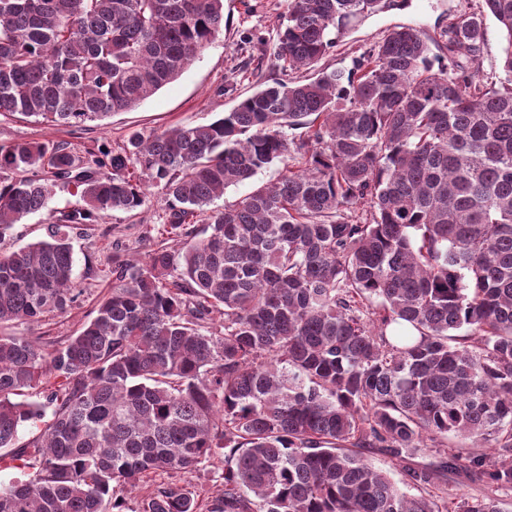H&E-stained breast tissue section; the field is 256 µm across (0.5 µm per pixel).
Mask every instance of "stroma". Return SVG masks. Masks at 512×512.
<instances>
[{
    "instance_id": "obj_1",
    "label": "stroma",
    "mask_w": 512,
    "mask_h": 512,
    "mask_svg": "<svg viewBox=\"0 0 512 512\" xmlns=\"http://www.w3.org/2000/svg\"><path fill=\"white\" fill-rule=\"evenodd\" d=\"M286 5V0H224L223 33L177 79L136 108L113 115L101 126L94 122L78 127L49 126L19 114L10 116L0 120V143L48 139L70 143L82 152L102 144L121 145L135 133L146 135L173 126L212 122L258 83L282 78L275 58L276 32ZM476 5L477 0H405L403 5L350 20L320 65L331 70L351 67L355 56L397 24H414L427 35H435L437 25L447 24L449 16ZM79 203L74 186L59 185L49 211H67ZM49 211L31 214L14 225L0 240V249L8 251L42 239ZM164 211L165 200L153 189L135 212L116 211L103 223L77 231L72 244L78 295L68 313L46 323L5 325L0 332L32 338H62L77 332L112 286L113 252L144 257L153 247L144 234L161 224Z\"/></svg>"
}]
</instances>
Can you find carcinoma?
Segmentation results:
<instances>
[{
    "label": "carcinoma",
    "instance_id": "cac0c4a2",
    "mask_svg": "<svg viewBox=\"0 0 512 512\" xmlns=\"http://www.w3.org/2000/svg\"><path fill=\"white\" fill-rule=\"evenodd\" d=\"M383 7L288 0L282 70L314 68L331 31ZM489 17L506 33L495 81L479 66ZM223 29L224 0H0V116L73 126L129 111ZM276 160L298 169L215 205ZM58 183L81 204L0 252V324L65 314L71 230L152 188L159 235L181 248L113 254L112 288L75 335L0 336V463L22 471L0 512H125L140 474L219 454L210 496L174 480L140 512H512L405 491L446 470L512 491V0H480L430 42L395 26L351 68L265 82L208 124L85 156L1 143L0 236ZM49 373L62 382L45 402L11 399ZM450 434L447 465L411 466ZM363 448L405 464L403 483Z\"/></svg>",
    "mask_w": 512,
    "mask_h": 512
}]
</instances>
